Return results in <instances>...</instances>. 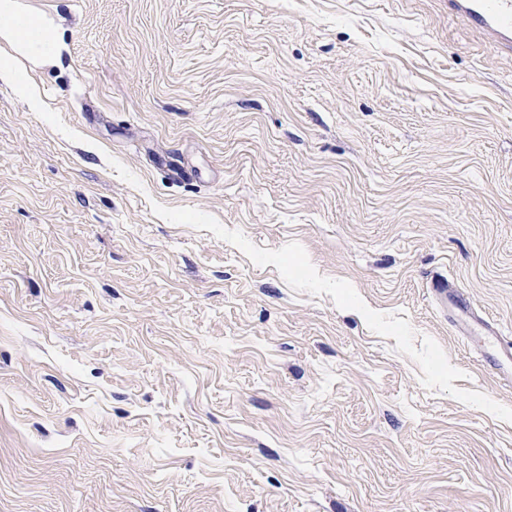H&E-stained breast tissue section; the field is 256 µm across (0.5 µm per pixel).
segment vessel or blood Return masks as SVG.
Here are the masks:
<instances>
[{
    "label": "vessel or blood",
    "instance_id": "1",
    "mask_svg": "<svg viewBox=\"0 0 512 512\" xmlns=\"http://www.w3.org/2000/svg\"><path fill=\"white\" fill-rule=\"evenodd\" d=\"M448 13L463 19L498 46L512 50V0H448ZM430 292L437 307L447 312L456 332L478 344L483 367L497 375L504 386H511L512 340L505 339L463 291L437 282Z\"/></svg>",
    "mask_w": 512,
    "mask_h": 512
}]
</instances>
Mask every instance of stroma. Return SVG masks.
I'll return each instance as SVG.
<instances>
[{
  "label": "stroma",
  "mask_w": 512,
  "mask_h": 512,
  "mask_svg": "<svg viewBox=\"0 0 512 512\" xmlns=\"http://www.w3.org/2000/svg\"><path fill=\"white\" fill-rule=\"evenodd\" d=\"M0 512H512V53L448 0H17ZM39 35L36 39H31L30 36L23 29L17 25L8 24L2 26L0 29V37L7 42L14 52H19L18 44H28V54L35 60H40L46 63H53L57 61L63 51V44L59 42L56 32L52 28L43 27L42 30L38 29ZM0 82L27 96L34 108L40 107V99L34 87L28 83L24 69L18 64L14 53L0 54ZM431 295L437 307L448 310L451 324L461 336L475 341L481 349L482 365L492 371L504 386L512 385V340L491 323L458 288H448L444 282L433 283Z\"/></svg>",
  "instance_id": "1"
}]
</instances>
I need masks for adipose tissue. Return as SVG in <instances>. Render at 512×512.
Returning a JSON list of instances; mask_svg holds the SVG:
<instances>
[{
  "label": "adipose tissue",
  "mask_w": 512,
  "mask_h": 512,
  "mask_svg": "<svg viewBox=\"0 0 512 512\" xmlns=\"http://www.w3.org/2000/svg\"><path fill=\"white\" fill-rule=\"evenodd\" d=\"M0 38L10 46L9 51L0 54V83L11 86L15 91L27 96L32 105H39L40 99L29 84L24 69L19 65L12 47L27 45L28 54L33 59L46 63L57 61L63 51V45L59 42L56 32L51 28L40 30L38 37H30L23 29L10 24L0 28Z\"/></svg>",
  "instance_id": "ef3b65f1"
}]
</instances>
